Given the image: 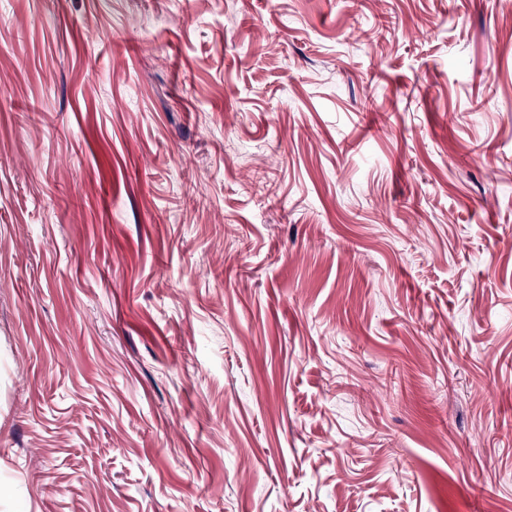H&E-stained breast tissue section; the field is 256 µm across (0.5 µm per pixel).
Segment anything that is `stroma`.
<instances>
[{
	"instance_id": "stroma-1",
	"label": "stroma",
	"mask_w": 512,
	"mask_h": 512,
	"mask_svg": "<svg viewBox=\"0 0 512 512\" xmlns=\"http://www.w3.org/2000/svg\"><path fill=\"white\" fill-rule=\"evenodd\" d=\"M0 512H512V0H0Z\"/></svg>"
}]
</instances>
